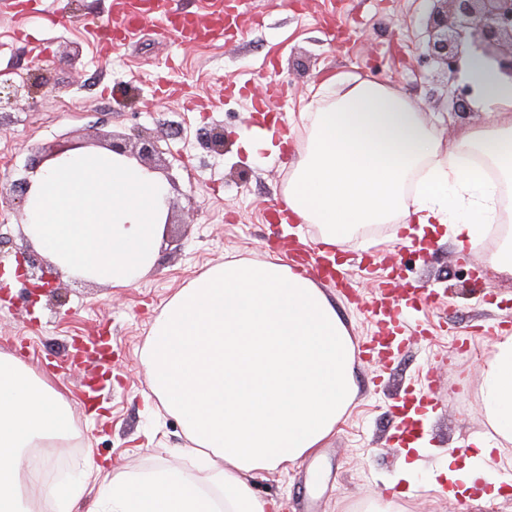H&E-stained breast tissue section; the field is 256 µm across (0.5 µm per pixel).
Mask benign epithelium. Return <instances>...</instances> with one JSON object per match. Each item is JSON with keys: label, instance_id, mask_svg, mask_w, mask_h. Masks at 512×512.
<instances>
[{"label": "benign epithelium", "instance_id": "obj_1", "mask_svg": "<svg viewBox=\"0 0 512 512\" xmlns=\"http://www.w3.org/2000/svg\"><path fill=\"white\" fill-rule=\"evenodd\" d=\"M424 19L427 41L424 57L455 77L473 54L490 61L512 78V0H429ZM25 83L3 78L0 72V110L27 91ZM38 257L17 255V277L27 283L31 295L49 288Z\"/></svg>", "mask_w": 512, "mask_h": 512}]
</instances>
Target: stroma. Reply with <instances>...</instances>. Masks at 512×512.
Wrapping results in <instances>:
<instances>
[{"label": "stroma", "instance_id": "stroma-1", "mask_svg": "<svg viewBox=\"0 0 512 512\" xmlns=\"http://www.w3.org/2000/svg\"><path fill=\"white\" fill-rule=\"evenodd\" d=\"M427 0H246L237 36L185 42L159 20L102 49L88 36L108 23L112 0H0V71L31 91L0 111V187L21 177L27 158L47 147L99 146L116 134L128 149L154 141L169 181L172 223L152 270L130 287L111 288L51 270L52 289L28 299L9 277L0 294V352L18 357L64 391L78 449L58 482L81 480L90 463L141 474L162 466L197 467L179 419L147 415L152 396L143 352L166 303L227 260L285 256L289 236L269 222L303 154L300 114L330 78L369 76L408 97L434 124L438 152L489 113L451 109L462 78L447 77L423 55ZM272 112L290 139L280 156L248 154L243 136L262 125L251 109L269 87ZM224 133L222 149L206 132ZM400 221L365 225L344 239L336 258L341 282L319 286L354 346L377 335L372 300L399 288L429 299L389 362L356 356L358 392L335 436L290 471H263L262 497L283 512H512V487L476 504L434 489L448 456L472 453L486 433L482 364L497 336L480 323L512 330V278L488 265V248L458 250L446 227L415 252ZM414 470H407L410 459Z\"/></svg>", "mask_w": 512, "mask_h": 512}]
</instances>
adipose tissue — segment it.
<instances>
[{
  "mask_svg": "<svg viewBox=\"0 0 512 512\" xmlns=\"http://www.w3.org/2000/svg\"><path fill=\"white\" fill-rule=\"evenodd\" d=\"M465 77L492 121L462 132L441 159L435 130L406 96L370 79L341 94L320 87L302 115L309 138L284 209L319 225L324 247L399 215L447 225L459 248L474 243L496 221L497 187L467 158L482 154L512 180V82L479 55ZM146 361L154 396L181 420L206 478L99 465L105 495L97 512H278L253 478L322 447L357 393L345 324L322 289L279 257L225 262L178 291L152 325ZM482 375L490 431L463 466L443 467L452 495L489 481L495 447L512 444V334L499 336ZM74 431L66 395L0 352V512H27L28 491L54 498L59 512H80L82 484L22 482L28 449Z\"/></svg>",
  "mask_w": 512,
  "mask_h": 512,
  "instance_id": "adipose-tissue-1",
  "label": "adipose tissue"
}]
</instances>
